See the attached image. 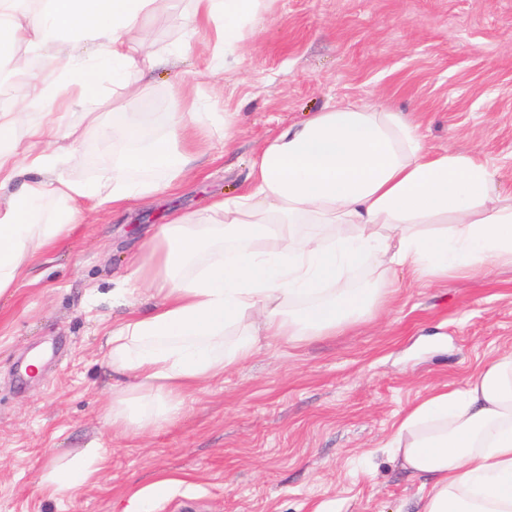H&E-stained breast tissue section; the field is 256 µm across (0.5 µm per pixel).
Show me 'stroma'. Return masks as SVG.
<instances>
[{"label": "stroma", "mask_w": 512, "mask_h": 512, "mask_svg": "<svg viewBox=\"0 0 512 512\" xmlns=\"http://www.w3.org/2000/svg\"><path fill=\"white\" fill-rule=\"evenodd\" d=\"M191 8L170 0L167 18L135 38L181 44ZM202 51L192 45L128 103L179 111L185 82L201 100L217 97L196 177L90 212L0 298V512H122L162 472L186 481L152 497L151 512H187L189 500L195 512H414L422 483L392 457L393 424L432 390L464 387L481 363L512 354L511 266L428 283L401 267L389 307L332 336L264 345L197 392L175 426L139 436L114 434L101 413L123 382L104 344L123 313L112 287L163 214L241 193L285 125L340 103L409 113L427 148L479 153L511 194L512 0H270L217 90L200 72ZM124 149L99 129L61 172L96 180ZM39 350L41 371L22 373ZM95 444L108 450L99 481L62 501L40 492L44 469Z\"/></svg>", "instance_id": "stroma-1"}]
</instances>
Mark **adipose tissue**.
<instances>
[{
  "label": "adipose tissue",
  "instance_id": "ef3b65f1",
  "mask_svg": "<svg viewBox=\"0 0 512 512\" xmlns=\"http://www.w3.org/2000/svg\"><path fill=\"white\" fill-rule=\"evenodd\" d=\"M168 0H0V62L24 70L31 54L66 60L54 84L33 82L24 100L0 101V297L27 267L86 217L84 202L121 208L191 178L204 148L191 85L168 130L129 149L95 182L59 169L105 125L121 137L144 122L122 98L179 56L147 49L133 33L162 18ZM268 0H193L188 36L209 38L205 72L217 77L227 41L244 42ZM112 75L119 104L105 100L98 74ZM91 103L83 124L60 127L56 109ZM24 138H17V130ZM55 204L53 219L44 207ZM333 235L317 232V225ZM368 265L369 288L337 277ZM512 266V196L497 170L473 153L433 152L420 123L385 107L339 106L283 128L253 163L245 191L216 198L205 216L177 213L158 226L144 255L113 289L126 299L148 289L149 310L129 307L106 334L113 372L126 380L102 416L113 432L141 435L174 425L189 395L223 378L261 338L295 344L335 335L384 306L390 274L420 278L490 273ZM401 467L425 478L416 512H512V355L481 365L464 388L437 390L395 423ZM105 449L87 448L46 470L39 487L72 498L98 481Z\"/></svg>",
  "mask_w": 512,
  "mask_h": 512
}]
</instances>
